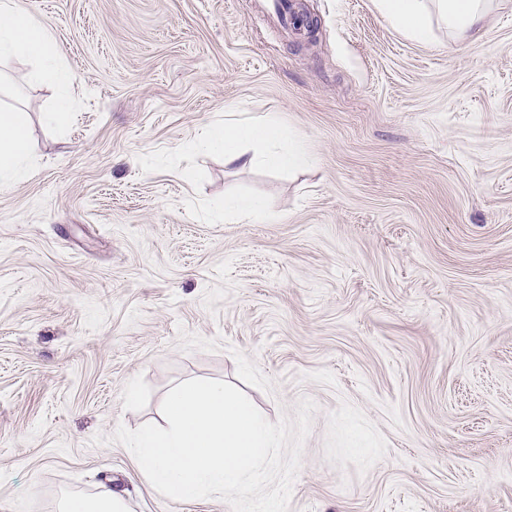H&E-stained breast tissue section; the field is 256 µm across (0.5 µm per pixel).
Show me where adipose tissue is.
Wrapping results in <instances>:
<instances>
[{
    "label": "adipose tissue",
    "instance_id": "ef3b65f1",
    "mask_svg": "<svg viewBox=\"0 0 512 512\" xmlns=\"http://www.w3.org/2000/svg\"><path fill=\"white\" fill-rule=\"evenodd\" d=\"M491 0H378L377 6L393 26L416 42L431 41L430 12L447 24L455 39L479 35L485 25ZM20 55L38 62L28 79L38 83L52 79L72 81L71 73L54 54L47 29L17 11L12 0H0V56ZM288 128L273 113L243 119H228L208 127L201 135L206 146L224 156L233 167L262 164L275 169H292L307 160L302 144L287 145ZM28 156V134L19 112L0 107V181L18 175ZM59 512H128L127 500L112 486L100 485L96 495L84 499L63 495Z\"/></svg>",
    "mask_w": 512,
    "mask_h": 512
}]
</instances>
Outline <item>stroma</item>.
I'll use <instances>...</instances> for the list:
<instances>
[{
  "mask_svg": "<svg viewBox=\"0 0 512 512\" xmlns=\"http://www.w3.org/2000/svg\"><path fill=\"white\" fill-rule=\"evenodd\" d=\"M14 2L73 83L47 126L59 88L0 58L30 150L0 187V512L104 479L130 512H231L92 442L190 378L273 423L316 403L289 512H512V0L463 47L376 0H305L310 41L264 0ZM228 112L278 113L310 163L225 166L196 135ZM269 214L264 205L255 199L225 198L224 219L234 224H261Z\"/></svg>",
  "mask_w": 512,
  "mask_h": 512,
  "instance_id": "35a3bbf8",
  "label": "stroma"
}]
</instances>
